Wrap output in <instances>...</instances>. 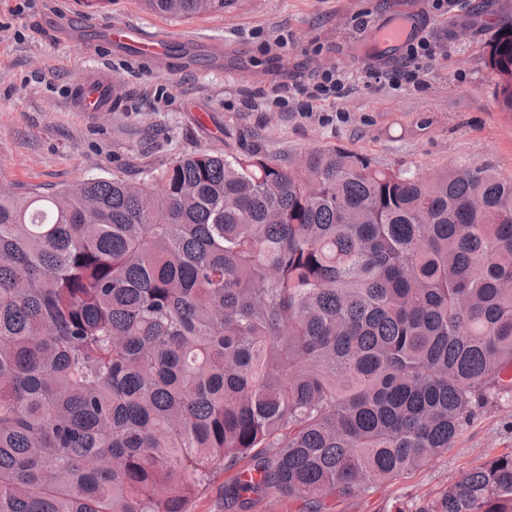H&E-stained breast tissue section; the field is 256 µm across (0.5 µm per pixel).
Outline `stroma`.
<instances>
[{"instance_id": "obj_1", "label": "stroma", "mask_w": 512, "mask_h": 512, "mask_svg": "<svg viewBox=\"0 0 512 512\" xmlns=\"http://www.w3.org/2000/svg\"><path fill=\"white\" fill-rule=\"evenodd\" d=\"M512 0H228L190 20L142 0H0V187L46 189L159 167L199 150L280 155L341 147L379 166L432 173L491 164L512 177V115L500 112L486 47ZM418 19L434 46L421 86L387 74L406 52L375 49L368 28ZM367 27H360V20ZM126 22L191 49L157 63L94 42L86 22ZM326 72L341 94L301 105ZM113 81L110 111L74 112L75 81ZM512 450V402L484 409L444 454L336 512H417L460 475Z\"/></svg>"}]
</instances>
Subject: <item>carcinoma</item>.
<instances>
[{"label": "carcinoma", "mask_w": 512, "mask_h": 512, "mask_svg": "<svg viewBox=\"0 0 512 512\" xmlns=\"http://www.w3.org/2000/svg\"><path fill=\"white\" fill-rule=\"evenodd\" d=\"M228 0H144L183 19ZM512 114V17L486 50ZM512 400V180L318 149L0 188V512H336ZM417 512H512V453ZM224 473H215L191 504L189 512H238L224 502Z\"/></svg>", "instance_id": "1"}]
</instances>
